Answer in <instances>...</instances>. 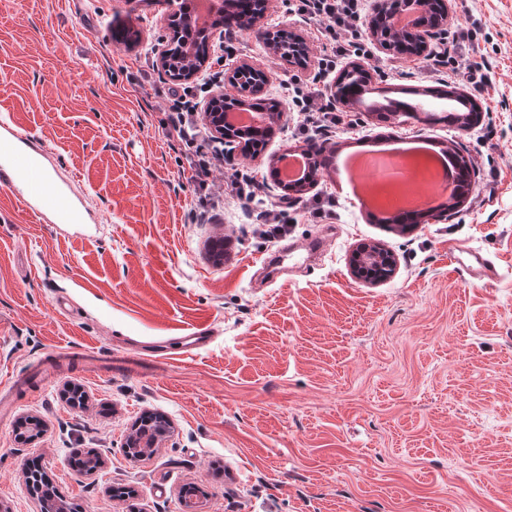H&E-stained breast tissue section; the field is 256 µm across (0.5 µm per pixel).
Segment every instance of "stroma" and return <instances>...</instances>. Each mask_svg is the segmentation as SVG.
Segmentation results:
<instances>
[{
  "mask_svg": "<svg viewBox=\"0 0 512 512\" xmlns=\"http://www.w3.org/2000/svg\"><path fill=\"white\" fill-rule=\"evenodd\" d=\"M441 41L456 77L386 52L366 26L361 57L338 58L318 21L271 0L266 23L297 31L310 61L293 68L247 31L215 38L225 68L250 59L272 77L268 97L287 129L225 173L255 177L242 204L225 199L205 224L186 212L189 149L170 140L163 111L172 81L157 67L169 33L155 0H0V95L57 158L80 176L94 223L64 231L36 223L0 196V512H38L23 478L38 461L65 502L87 512H512V0H452ZM141 36L135 49L113 31ZM483 63L475 89L467 66ZM373 80L336 128L300 133L293 87L326 92L351 63ZM453 89L478 107L468 131L456 104L411 91ZM340 154L401 145L410 160L456 148L476 183L448 219L412 231L375 221L350 194L344 163L320 170L300 201L270 175V155L308 140ZM288 204V231L258 233V213ZM380 242L398 260L379 285L355 280L350 257ZM493 268L474 278L455 250ZM208 329L211 343L181 354L177 338ZM104 357L95 374L51 369L56 352ZM81 386L85 408L65 388ZM171 428L152 456L128 458L145 412ZM41 428L15 437L20 420ZM94 451L88 474L76 454Z\"/></svg>",
  "mask_w": 512,
  "mask_h": 512,
  "instance_id": "stroma-1",
  "label": "stroma"
}]
</instances>
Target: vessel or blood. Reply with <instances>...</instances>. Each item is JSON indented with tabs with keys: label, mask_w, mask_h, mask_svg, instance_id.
Instances as JSON below:
<instances>
[{
	"label": "vessel or blood",
	"mask_w": 512,
	"mask_h": 512,
	"mask_svg": "<svg viewBox=\"0 0 512 512\" xmlns=\"http://www.w3.org/2000/svg\"><path fill=\"white\" fill-rule=\"evenodd\" d=\"M0 104V192L20 193V202L40 221L64 229L84 223V194L77 176L56 182L48 169L49 154L22 123Z\"/></svg>",
	"instance_id": "vessel-or-blood-1"
}]
</instances>
